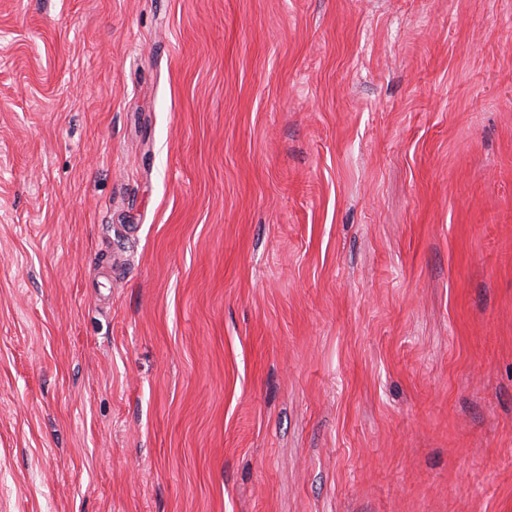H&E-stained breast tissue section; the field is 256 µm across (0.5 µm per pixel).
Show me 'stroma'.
<instances>
[{
	"instance_id": "1",
	"label": "stroma",
	"mask_w": 512,
	"mask_h": 512,
	"mask_svg": "<svg viewBox=\"0 0 512 512\" xmlns=\"http://www.w3.org/2000/svg\"><path fill=\"white\" fill-rule=\"evenodd\" d=\"M0 512H512V0H0Z\"/></svg>"
}]
</instances>
